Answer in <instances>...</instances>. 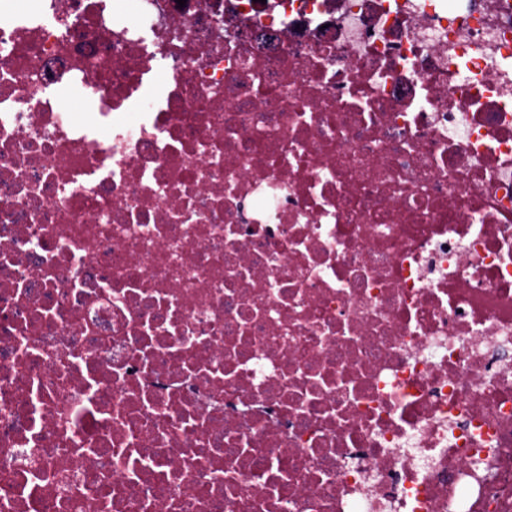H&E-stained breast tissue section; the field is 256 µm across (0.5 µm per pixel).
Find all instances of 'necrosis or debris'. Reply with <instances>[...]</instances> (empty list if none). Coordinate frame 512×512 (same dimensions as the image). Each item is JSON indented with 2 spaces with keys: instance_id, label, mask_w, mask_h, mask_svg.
Returning a JSON list of instances; mask_svg holds the SVG:
<instances>
[{
  "instance_id": "necrosis-or-debris-1",
  "label": "necrosis or debris",
  "mask_w": 512,
  "mask_h": 512,
  "mask_svg": "<svg viewBox=\"0 0 512 512\" xmlns=\"http://www.w3.org/2000/svg\"><path fill=\"white\" fill-rule=\"evenodd\" d=\"M0 512H512V0H0Z\"/></svg>"
}]
</instances>
